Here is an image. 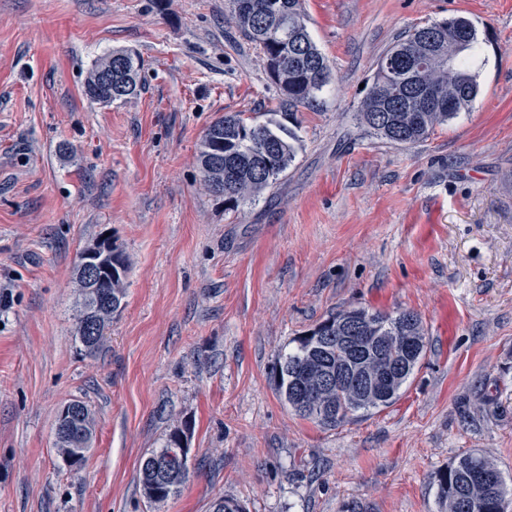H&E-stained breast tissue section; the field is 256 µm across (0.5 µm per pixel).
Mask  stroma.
Segmentation results:
<instances>
[{
	"label": "stroma",
	"instance_id": "obj_1",
	"mask_svg": "<svg viewBox=\"0 0 512 512\" xmlns=\"http://www.w3.org/2000/svg\"><path fill=\"white\" fill-rule=\"evenodd\" d=\"M331 76L278 112L231 0H0V512H439L437 475L476 453L512 486V0H302ZM470 18L480 93L403 146L358 112L383 52ZM116 49L137 94H84ZM227 112L285 121L295 157L237 207L197 148ZM129 258L101 351L76 341L79 252ZM364 307L419 315L426 353L390 406L334 427L296 415L273 368L293 339ZM84 401L72 469L59 410ZM191 422L189 477L147 500L142 461ZM75 404L78 411L71 419L63 422L61 413L57 416L56 444L63 459L69 463L76 464L84 461L86 452L90 449L94 428L93 419L87 405L80 400H73L68 403Z\"/></svg>",
	"mask_w": 512,
	"mask_h": 512
}]
</instances>
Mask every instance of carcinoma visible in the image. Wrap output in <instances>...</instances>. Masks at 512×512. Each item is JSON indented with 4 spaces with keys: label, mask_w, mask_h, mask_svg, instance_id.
<instances>
[{
    "label": "carcinoma",
    "mask_w": 512,
    "mask_h": 512,
    "mask_svg": "<svg viewBox=\"0 0 512 512\" xmlns=\"http://www.w3.org/2000/svg\"><path fill=\"white\" fill-rule=\"evenodd\" d=\"M233 20L240 32L263 54L267 71L279 89L280 109L293 113L317 102L330 79L326 58L312 40L300 0H232ZM478 33L463 16L414 30L397 40L377 62L372 85L362 102L359 120L370 133L392 143L414 145L472 106L479 93L471 60ZM454 61L448 69L436 57ZM114 66L113 53L92 65L84 93L92 102H110L102 92L101 74ZM416 81L408 95L384 111L389 85ZM431 90L427 103L418 92ZM291 132L272 122H249L239 112L217 118L207 128L197 152L204 187L224 203L237 205L276 184L294 158ZM224 155V170H211L208 160ZM91 252L107 254L112 272L97 286L76 275L79 295L77 339L89 355L104 344L112 315L121 309L129 261L108 239ZM296 346L279 357L274 368L276 389L299 416L334 427L360 411L387 407L396 400L426 352L420 317L353 308L340 311L311 332L295 339ZM67 421L57 419L56 442L72 464L85 458L92 442L93 419L87 405ZM177 434L151 452L140 470L146 498L162 502L188 479L178 462ZM439 499L444 512H499L512 498V488L498 469L482 456L467 454L439 474Z\"/></svg>",
    "instance_id": "1"
}]
</instances>
